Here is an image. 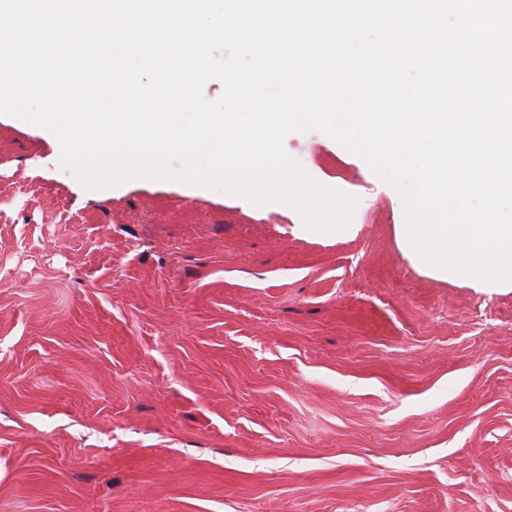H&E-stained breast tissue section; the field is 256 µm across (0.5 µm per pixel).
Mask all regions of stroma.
Wrapping results in <instances>:
<instances>
[{
	"label": "stroma",
	"mask_w": 512,
	"mask_h": 512,
	"mask_svg": "<svg viewBox=\"0 0 512 512\" xmlns=\"http://www.w3.org/2000/svg\"><path fill=\"white\" fill-rule=\"evenodd\" d=\"M283 147L348 230L91 190L0 115V512H512V288L413 259L326 134Z\"/></svg>",
	"instance_id": "obj_1"
}]
</instances>
